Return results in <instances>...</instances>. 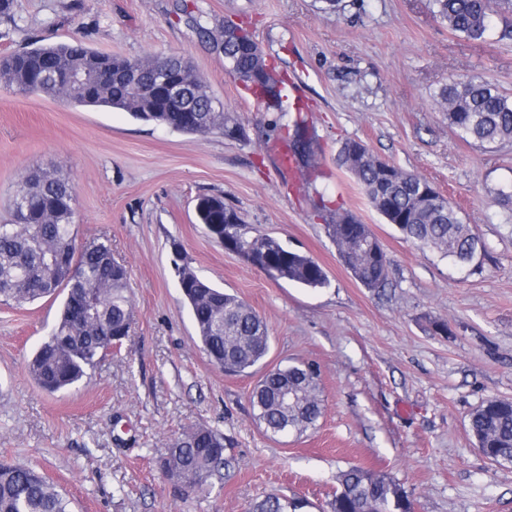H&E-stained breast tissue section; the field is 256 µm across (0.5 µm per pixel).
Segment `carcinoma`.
<instances>
[{
  "instance_id": "carcinoma-1",
  "label": "carcinoma",
  "mask_w": 512,
  "mask_h": 512,
  "mask_svg": "<svg viewBox=\"0 0 512 512\" xmlns=\"http://www.w3.org/2000/svg\"><path fill=\"white\" fill-rule=\"evenodd\" d=\"M432 13L454 33L483 41L492 18L512 16V0H431ZM224 59L230 72L244 78L258 100L288 118L284 105L287 79L266 63L256 42L242 26L224 23ZM154 82L160 71L194 88L207 90L200 74L184 56L129 59L101 53L75 37L68 43L40 45L0 56V83L22 92L59 96L78 106L124 110L135 118L156 122L192 135L222 134L238 141L246 132L231 115L208 113L207 97L197 106L199 120L182 112H162L148 93L129 90L130 69ZM94 72L95 82L78 88L65 77ZM448 124L460 137L480 146L512 141V94L502 92L479 75L452 78L439 93ZM340 163L354 176L372 207L403 237L433 249L457 266L474 262L485 251L484 242L463 223L458 212L426 180L398 167L377 166L373 153L361 141L347 139L339 150ZM73 188L57 173L30 174L21 180L13 199V220L0 224V302L17 305L50 297H65L59 318L41 347L28 361L38 386L55 394L78 384L87 371L128 336L133 321L129 272L104 261L112 252L106 238L77 244ZM199 223L211 236L234 232L237 249L256 256L257 263L273 266L278 279L307 288H323L328 277L313 258L284 247L277 239L244 228L238 212L224 198L202 194L196 198ZM339 258L364 287L376 290L387 281V259L373 241L369 225L347 211L336 212L327 225ZM178 287L187 303L196 337L210 361L224 373L242 375L260 365L268 354L270 336L264 319L247 303L201 278L186 261ZM274 377L260 381L251 392L254 416L272 437L286 431L302 436L316 429L323 414L321 373L308 361L277 366ZM292 392L283 402L280 393ZM476 447L499 466L512 465V400L483 401L469 418ZM230 438L205 427L183 432L166 448L161 468L189 488L212 485L234 459L226 455ZM339 489L330 512H413L403 485L387 474L351 466L338 476ZM306 503L277 493L250 504L248 512H302ZM0 512H72L70 501L37 468L0 460Z\"/></svg>"
}]
</instances>
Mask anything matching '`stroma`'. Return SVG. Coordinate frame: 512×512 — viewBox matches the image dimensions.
<instances>
[{
	"label": "stroma",
	"instance_id": "35a3bbf8",
	"mask_svg": "<svg viewBox=\"0 0 512 512\" xmlns=\"http://www.w3.org/2000/svg\"><path fill=\"white\" fill-rule=\"evenodd\" d=\"M15 0L0 55L70 40L138 59L178 53L202 76L246 141L183 134L105 107L0 86V223L21 178L53 171L76 194L78 242L104 236L133 294L131 331L71 389L50 394L26 362L52 330L53 299L0 305V458L41 469L72 512H247L268 493L328 512L341 470L383 472L414 512H512V466L485 459L469 415L512 399V143L462 140L437 104L449 79L479 75L512 93V37L495 21L485 41L436 21L430 0ZM248 26L267 61L308 108L311 165L279 160L293 129L257 103L224 64L214 37ZM348 138L428 180L485 251L459 267L406 241L371 206L338 153ZM223 196L253 232L312 257L326 287L275 281L199 224L195 199ZM342 205L369 225L388 260L377 292L339 259L321 217ZM180 244L202 278L251 305L270 335L266 365L316 363L325 411L300 438H272L255 420L257 375H229L201 350L172 270ZM448 324L440 335L434 324ZM196 425L233 437V469L206 490L174 486L160 457Z\"/></svg>",
	"mask_w": 512,
	"mask_h": 512
}]
</instances>
